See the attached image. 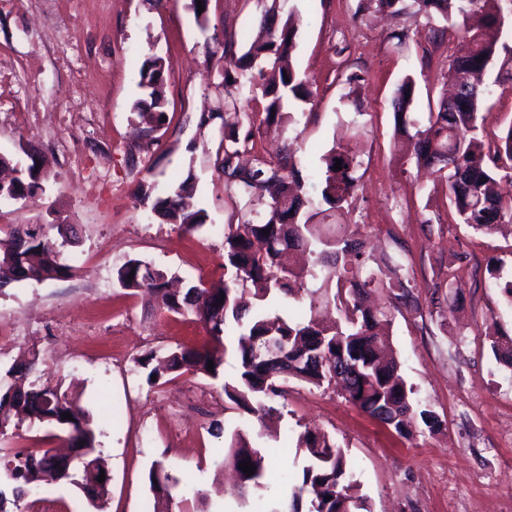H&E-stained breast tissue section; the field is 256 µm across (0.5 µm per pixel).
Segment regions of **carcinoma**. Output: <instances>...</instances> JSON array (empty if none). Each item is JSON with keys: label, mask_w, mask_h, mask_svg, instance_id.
<instances>
[{"label": "carcinoma", "mask_w": 512, "mask_h": 512, "mask_svg": "<svg viewBox=\"0 0 512 512\" xmlns=\"http://www.w3.org/2000/svg\"><path fill=\"white\" fill-rule=\"evenodd\" d=\"M414 15L427 20L438 18L444 26L428 27L425 36L435 41L448 29L470 40L472 52L449 61L447 79L453 85L469 88V98L459 103L454 97H444L438 106L428 107L423 120L413 117L416 83L404 78L397 84L393 97L395 130L402 136L403 157L422 164L438 174L448 185L451 213L458 223L476 232L490 233L500 224L512 223V198L505 200L495 194L492 184L496 177L512 179V124L489 142L485 139L487 115L482 113L488 87L473 84L477 75L496 70L495 82L512 84V0H413ZM362 11H384L394 17L408 14L406 0H359ZM255 39L241 54L232 57L234 70L224 69L225 92L243 84L261 92L265 101L263 123L269 128L297 125L305 112H285L284 104L295 106L312 103L309 79L291 68L278 66L281 59L295 46L298 29L292 16L283 15L279 0L263 10L257 22ZM139 88L143 97L132 106L135 112L151 111L159 123L164 116L165 98L162 88L166 81L163 57L150 53L144 56L139 70ZM220 118L224 129V158L220 163L224 186L236 208L248 216L260 209L263 221L246 219L238 225H227L224 231V287L211 291L202 280H190L176 293L166 288L162 278L166 273L140 259H129L116 270V280L125 290L141 292L154 298L169 313L192 316L202 323L210 341L197 347L176 346L159 353L150 351L135 360L136 367L152 376L167 374L177 378L185 373H201L213 379L224 371L227 354L226 332L233 333V352L238 364L236 378L224 382V394L237 408L262 417L273 410L271 402L285 394L283 385L295 379L321 388L336 385V366L342 356L352 374L344 387L345 399L394 430L401 437L420 433H435L441 421L426 404L413 403L412 390L400 371L399 362L384 359L380 345L381 330L390 324V311L372 309L365 304L367 296L379 287L373 274L361 276L366 266L364 244L355 237L349 224H334L328 228L314 222L319 212L311 211L312 199L305 196L306 181L312 175L303 172L295 161L296 140L284 143L286 161L273 162L260 153H253L246 166L238 162L241 151L248 150L252 131L241 132L238 107L224 113L208 112L200 117V125ZM415 132H409V127ZM353 136L348 143L333 148L322 157L320 196L329 209L343 207L357 188L354 171L359 166V153ZM342 169H334L336 160ZM153 183L140 185L143 198L152 197ZM154 198V197H152ZM152 210L168 221L179 224L187 233L196 231L206 221V210L195 201L192 178L187 177L171 191L154 198ZM21 226L0 237V276L9 273L14 280H60L71 275L73 266L65 257L66 240L52 237L44 224L31 225V250L35 259L16 267L13 254L15 238ZM304 250L314 257V266L297 271L282 262L285 254ZM335 270L336 291L325 294V306H334L341 317L329 323L271 315L269 301L278 296L294 295L295 285L303 276L316 277V266ZM133 278H128V275ZM390 300L409 297L410 282L398 276L385 285ZM223 303H218V299ZM268 336L281 340L278 355L266 357L263 351ZM491 348L498 363L512 367V337L494 330L489 334ZM213 371H208V361ZM38 355L21 366L12 365L0 374V441L13 437L16 418L22 416L33 426L56 429L68 446H83L88 450L86 463L69 470L46 472L32 466L44 460L49 449L0 448V468L13 483L12 498L0 491V512H12L8 506L19 507L25 488L36 477L48 485L70 484L77 487L92 507L102 509L109 495V480L98 481L99 473L91 464L99 461L96 435L90 411L82 408L75 398L48 383L32 388L20 396L10 395L9 380L23 372L36 370ZM69 413L72 419L61 417ZM309 460L302 470L300 484L291 492L288 502L269 512H370L367 498L352 479L345 451L328 436L307 430L298 441ZM227 460L239 475L240 496L237 506L247 505L249 492L265 488L269 458L264 450L253 447L248 433L241 429L231 432ZM256 466L247 476L240 463ZM163 478L150 484L155 495L173 500L169 474L163 463H155L149 479ZM331 500H325V497Z\"/></svg>", "instance_id": "1"}]
</instances>
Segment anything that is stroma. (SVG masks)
Returning <instances> with one entry per match:
<instances>
[{"mask_svg":"<svg viewBox=\"0 0 512 512\" xmlns=\"http://www.w3.org/2000/svg\"><path fill=\"white\" fill-rule=\"evenodd\" d=\"M267 0H211L209 28L200 31L189 0H0V155H35L48 176L34 198L0 204V228L15 224L76 225L65 248L72 265L62 280L0 287V366L40 353L46 375L94 417L96 446L111 481L105 512H149L148 480L163 462L175 499L207 489V512L235 507L232 469H219L228 431H247L266 450L271 469L265 501L299 483L308 459L298 448L305 430L324 432L346 452L371 512H512V369L498 364L488 332L512 336V304L488 272L512 279V231L481 234L455 223L448 186L404 160L394 141L391 100L403 77L416 82L417 111L443 91L448 57L462 43L454 32L430 49L396 47L397 27L424 25L421 16L357 13L358 0H280L299 19L292 63L311 80L313 106L296 126L273 135L262 105L251 102L258 151L280 158L281 142L296 139V160L320 173L321 158L351 131L360 133L359 182L347 211L332 224H352L365 241L367 266L382 280L410 279L412 303L391 312L390 343L413 401L442 422L436 434L398 436L346 401L337 390L289 380L277 399L278 436L255 416L235 409L223 384L237 373L234 355L224 375H184L157 387L134 371L144 353L200 344L208 335L189 317L146 307L116 283L131 258L167 275L224 279V229L241 215L215 162L224 144L218 111L224 60L207 58L205 38L223 42L247 34ZM165 60L166 120L145 147L146 124L133 112L139 67L148 51ZM361 79L346 84L347 75ZM191 178L207 211L193 233L155 216L135 193L140 183L164 187ZM456 276L458 300L442 283ZM329 269L307 278L298 296L273 312L306 316L310 301L334 288ZM52 499L53 512H92L79 489L42 484L20 502Z\"/></svg>","mask_w":512,"mask_h":512,"instance_id":"35a3bbf8","label":"stroma"}]
</instances>
